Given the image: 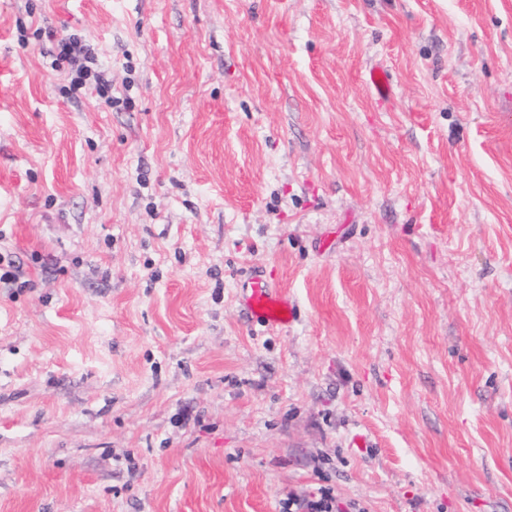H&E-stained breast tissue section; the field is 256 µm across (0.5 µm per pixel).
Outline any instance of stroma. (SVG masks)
<instances>
[{"mask_svg":"<svg viewBox=\"0 0 512 512\" xmlns=\"http://www.w3.org/2000/svg\"><path fill=\"white\" fill-rule=\"evenodd\" d=\"M5 271L0 512H512V0H0ZM43 35L51 43L49 55L54 58L53 63L59 64L62 61H66L77 65L75 76L72 79L74 90L84 88L87 85V81L93 77L95 82L94 88L98 96L104 99L103 104L112 108L117 103L116 100H112V95L108 93L109 84L104 79L103 71H96L91 66H98V55L91 41L81 39L75 35L59 36L52 29L44 31ZM367 82L374 89L380 99H388L392 95V84L390 74L383 67L370 69L367 74ZM242 301L251 316L260 319L269 327L295 322L298 318L296 306L262 270L252 273L237 283Z\"/></svg>","mask_w":512,"mask_h":512,"instance_id":"1","label":"stroma"}]
</instances>
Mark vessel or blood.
Returning a JSON list of instances; mask_svg holds the SVG:
<instances>
[{"label": "vessel or blood", "instance_id": "vessel-or-blood-1", "mask_svg": "<svg viewBox=\"0 0 512 512\" xmlns=\"http://www.w3.org/2000/svg\"><path fill=\"white\" fill-rule=\"evenodd\" d=\"M239 288L247 311L267 326L277 327L297 320L296 306L262 270L252 271L247 278L240 281Z\"/></svg>", "mask_w": 512, "mask_h": 512}]
</instances>
